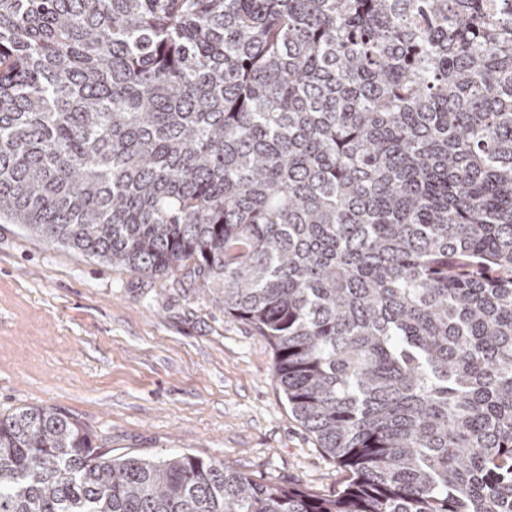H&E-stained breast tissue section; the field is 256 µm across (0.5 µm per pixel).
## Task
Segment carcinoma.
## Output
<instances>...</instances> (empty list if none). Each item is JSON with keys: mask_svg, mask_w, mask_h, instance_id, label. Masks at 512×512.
Returning a JSON list of instances; mask_svg holds the SVG:
<instances>
[{"mask_svg": "<svg viewBox=\"0 0 512 512\" xmlns=\"http://www.w3.org/2000/svg\"><path fill=\"white\" fill-rule=\"evenodd\" d=\"M0 223L185 273L332 497L0 414V512H512V0H0Z\"/></svg>", "mask_w": 512, "mask_h": 512, "instance_id": "1", "label": "carcinoma"}]
</instances>
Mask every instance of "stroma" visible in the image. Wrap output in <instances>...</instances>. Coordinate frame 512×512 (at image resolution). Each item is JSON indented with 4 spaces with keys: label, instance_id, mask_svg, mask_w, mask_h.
<instances>
[{
    "label": "stroma",
    "instance_id": "35a3bbf8",
    "mask_svg": "<svg viewBox=\"0 0 512 512\" xmlns=\"http://www.w3.org/2000/svg\"><path fill=\"white\" fill-rule=\"evenodd\" d=\"M272 364L265 337L182 276L0 224V414L44 407L116 454L185 452L335 495L349 473L293 416Z\"/></svg>",
    "mask_w": 512,
    "mask_h": 512
}]
</instances>
